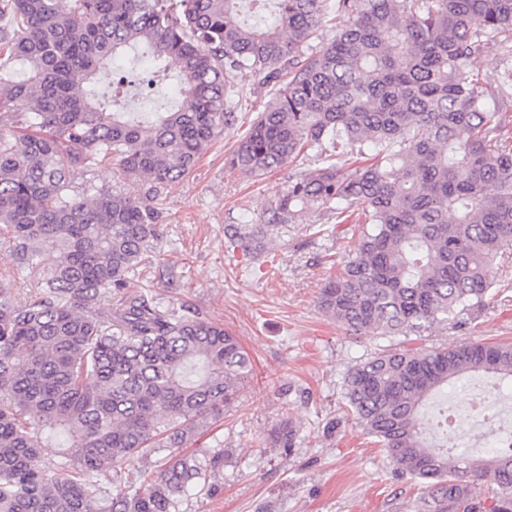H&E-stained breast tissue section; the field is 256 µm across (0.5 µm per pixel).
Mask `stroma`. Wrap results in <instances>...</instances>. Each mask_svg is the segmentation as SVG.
<instances>
[{"instance_id": "stroma-1", "label": "stroma", "mask_w": 512, "mask_h": 512, "mask_svg": "<svg viewBox=\"0 0 512 512\" xmlns=\"http://www.w3.org/2000/svg\"><path fill=\"white\" fill-rule=\"evenodd\" d=\"M237 120L158 203L163 237L152 268L132 289L188 306L237 336L253 374L223 415L176 457L223 448L224 469L208 491H190L185 512H416L419 485L345 416L344 379L360 360L384 350L464 342H512V257L497 261L496 284L479 314L422 337L356 336L318 309L321 288L358 247L360 231L310 206L266 240L264 255L229 246L228 224H259L288 186L291 167L256 177L228 158L267 101L252 86L234 94ZM33 294L36 274L0 236V282ZM292 420L301 443L281 448L271 434Z\"/></svg>"}]
</instances>
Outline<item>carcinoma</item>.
<instances>
[{
	"mask_svg": "<svg viewBox=\"0 0 512 512\" xmlns=\"http://www.w3.org/2000/svg\"><path fill=\"white\" fill-rule=\"evenodd\" d=\"M239 0H0V57L29 76L0 79V231L35 270L25 300L0 283V512H183L224 469V449L177 458L143 489L144 457L181 448L217 419L252 373L224 326L129 291L154 258L156 197L186 177L236 120L241 82L269 101L231 167L262 175L312 156L262 224H228L248 254L301 209L361 225L355 255L318 308L360 335L423 336L480 310L497 257L512 250V130L487 107L512 87L470 67L489 42L512 57V0H251L274 21L246 25ZM349 15L316 43L332 12ZM176 64L178 105L141 122L99 91L119 60ZM113 159L143 196L96 186ZM86 176L82 190L75 179ZM121 294L110 310L109 293ZM476 375L512 381V344L395 348L344 380L356 422L422 489L419 512H512V453L434 451L426 401ZM294 448L299 430H276ZM59 448L45 462L42 448ZM121 478L107 491L94 475ZM485 490H479V486Z\"/></svg>",
	"mask_w": 512,
	"mask_h": 512,
	"instance_id": "1",
	"label": "carcinoma"
}]
</instances>
